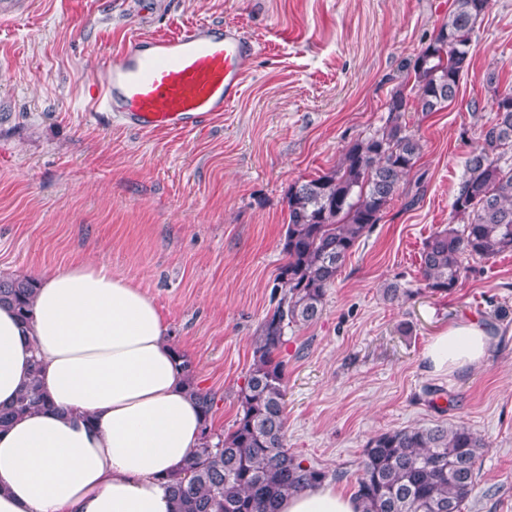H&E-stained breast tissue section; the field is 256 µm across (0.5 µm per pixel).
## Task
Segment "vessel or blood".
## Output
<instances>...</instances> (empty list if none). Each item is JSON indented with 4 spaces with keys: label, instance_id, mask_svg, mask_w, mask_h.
I'll return each mask as SVG.
<instances>
[{
    "label": "vessel or blood",
    "instance_id": "vessel-or-blood-1",
    "mask_svg": "<svg viewBox=\"0 0 512 512\" xmlns=\"http://www.w3.org/2000/svg\"><path fill=\"white\" fill-rule=\"evenodd\" d=\"M253 53L248 38L219 22L136 38L102 62L97 108L139 130L199 128L239 97Z\"/></svg>",
    "mask_w": 512,
    "mask_h": 512
}]
</instances>
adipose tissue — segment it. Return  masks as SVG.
Segmentation results:
<instances>
[{
  "mask_svg": "<svg viewBox=\"0 0 512 512\" xmlns=\"http://www.w3.org/2000/svg\"><path fill=\"white\" fill-rule=\"evenodd\" d=\"M28 324L0 305V407L42 361L49 404L0 431V512H175L167 481L201 443L202 415L176 370L168 327L131 279L85 262L44 270ZM483 325L460 322L426 352L430 373L481 367ZM281 512H361L330 484Z\"/></svg>",
  "mask_w": 512,
  "mask_h": 512,
  "instance_id": "1",
  "label": "adipose tissue"
}]
</instances>
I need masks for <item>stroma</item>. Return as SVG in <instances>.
<instances>
[{
    "label": "stroma",
    "instance_id": "obj_1",
    "mask_svg": "<svg viewBox=\"0 0 512 512\" xmlns=\"http://www.w3.org/2000/svg\"><path fill=\"white\" fill-rule=\"evenodd\" d=\"M453 0H28L0 18V275L80 261L132 279L215 395L228 430L252 340L276 304L288 188L331 171L380 127L385 103ZM221 22L252 40L239 99L193 131L148 132L97 111L102 60L139 36ZM470 66L440 112L408 110L422 146L382 221L330 288L321 318L289 328L291 452L342 472L355 490L368 439L436 421L471 428L489 448L465 512H512V254L465 260L457 288L425 290L419 252L453 223V195L495 89H512V0H489ZM499 77L487 82L489 72ZM392 283L410 289L391 302ZM488 323L486 364L426 370L435 336Z\"/></svg>",
    "mask_w": 512,
    "mask_h": 512
}]
</instances>
